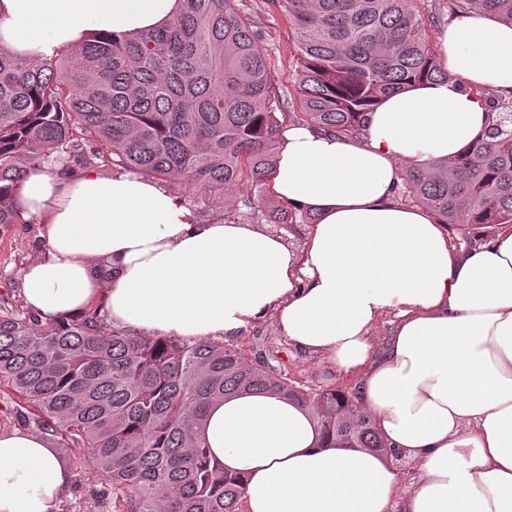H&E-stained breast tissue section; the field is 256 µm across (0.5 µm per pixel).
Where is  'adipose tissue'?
<instances>
[{
    "label": "adipose tissue",
    "instance_id": "1",
    "mask_svg": "<svg viewBox=\"0 0 512 512\" xmlns=\"http://www.w3.org/2000/svg\"><path fill=\"white\" fill-rule=\"evenodd\" d=\"M180 8L0 0V44L37 63L98 30L161 27ZM439 51L446 78L387 96L356 136L285 128L271 187L317 218L299 245L263 224L201 221L138 174L31 168L16 189V211L48 247L22 276L42 323L100 297L112 326L146 338L222 342L270 318L330 372L359 373L392 458L327 444L276 393L209 407L199 434L241 479L243 512H512V227L458 252L432 209L396 197L403 164L453 159L483 133L484 91L512 95V26L459 13ZM398 457L417 470L405 491ZM70 481L44 436L0 433V512H59Z\"/></svg>",
    "mask_w": 512,
    "mask_h": 512
}]
</instances>
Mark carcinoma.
<instances>
[{
  "label": "carcinoma",
  "instance_id": "1",
  "mask_svg": "<svg viewBox=\"0 0 512 512\" xmlns=\"http://www.w3.org/2000/svg\"><path fill=\"white\" fill-rule=\"evenodd\" d=\"M233 2L184 0L162 29L99 31L39 63L0 45V225L19 223L13 191L28 168L73 165L191 185L203 210L246 184L224 219L249 223L265 208L279 117L346 137L382 96L446 77L417 0H278L296 31L301 108L280 114L282 86ZM448 10L512 23V0H448ZM483 97L481 138L403 171V192L443 224H512V99ZM310 218L282 203L266 221L290 230ZM2 381L38 425L86 450L111 484L112 512H236L242 482L196 429L213 401L243 391L298 401L330 444L388 452L360 401L289 377L272 351L138 337L107 329L97 310L43 324L1 301Z\"/></svg>",
  "mask_w": 512,
  "mask_h": 512
}]
</instances>
